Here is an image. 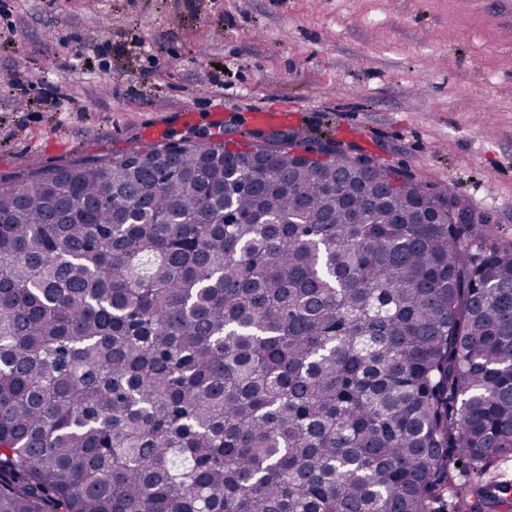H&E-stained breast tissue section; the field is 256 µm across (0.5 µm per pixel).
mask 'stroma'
I'll return each mask as SVG.
<instances>
[{"label":"stroma","instance_id":"obj_1","mask_svg":"<svg viewBox=\"0 0 512 512\" xmlns=\"http://www.w3.org/2000/svg\"><path fill=\"white\" fill-rule=\"evenodd\" d=\"M0 180L156 143L341 141L512 241V0H20ZM109 70H102L101 60Z\"/></svg>","mask_w":512,"mask_h":512}]
</instances>
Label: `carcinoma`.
Listing matches in <instances>:
<instances>
[{"instance_id":"1","label":"carcinoma","mask_w":512,"mask_h":512,"mask_svg":"<svg viewBox=\"0 0 512 512\" xmlns=\"http://www.w3.org/2000/svg\"><path fill=\"white\" fill-rule=\"evenodd\" d=\"M140 154L0 182V512H512V242L360 155Z\"/></svg>"}]
</instances>
